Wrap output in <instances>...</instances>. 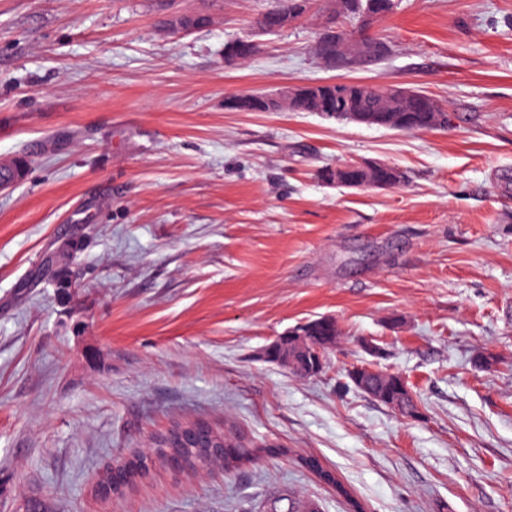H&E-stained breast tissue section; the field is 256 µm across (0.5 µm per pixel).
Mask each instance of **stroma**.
Wrapping results in <instances>:
<instances>
[{
  "label": "stroma",
  "instance_id": "1",
  "mask_svg": "<svg viewBox=\"0 0 512 512\" xmlns=\"http://www.w3.org/2000/svg\"><path fill=\"white\" fill-rule=\"evenodd\" d=\"M274 5L0 0V162L30 159L0 191V512H512V0H397L374 26L391 55L347 76L449 107L425 132L229 111L337 76L313 51L330 0L225 66ZM365 160L406 179L316 177ZM320 316L342 340L319 375L262 359ZM357 365L402 376L418 415L348 386ZM195 422L249 456L97 492Z\"/></svg>",
  "mask_w": 512,
  "mask_h": 512
}]
</instances>
